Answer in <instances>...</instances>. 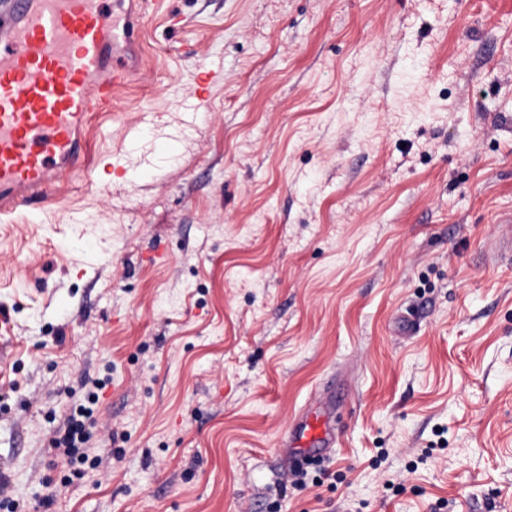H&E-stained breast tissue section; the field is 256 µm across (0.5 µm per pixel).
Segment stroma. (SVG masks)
<instances>
[{"label":"stroma","mask_w":512,"mask_h":512,"mask_svg":"<svg viewBox=\"0 0 512 512\" xmlns=\"http://www.w3.org/2000/svg\"><path fill=\"white\" fill-rule=\"evenodd\" d=\"M139 60L88 137L152 175H66L0 221L20 512H512V0H164ZM100 373L124 457L59 484L49 440ZM331 382L299 490L280 447ZM335 447L336 389L328 386L325 401L295 419L288 430L285 448H289L288 453L317 460L331 455Z\"/></svg>","instance_id":"stroma-1"}]
</instances>
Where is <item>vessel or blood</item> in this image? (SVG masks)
Masks as SVG:
<instances>
[{
	"instance_id": "obj_1",
	"label": "vessel or blood",
	"mask_w": 512,
	"mask_h": 512,
	"mask_svg": "<svg viewBox=\"0 0 512 512\" xmlns=\"http://www.w3.org/2000/svg\"><path fill=\"white\" fill-rule=\"evenodd\" d=\"M0 0V213L41 211L57 183L89 167L82 135L132 82L158 0ZM291 452L317 460L336 446V391L288 430Z\"/></svg>"
}]
</instances>
